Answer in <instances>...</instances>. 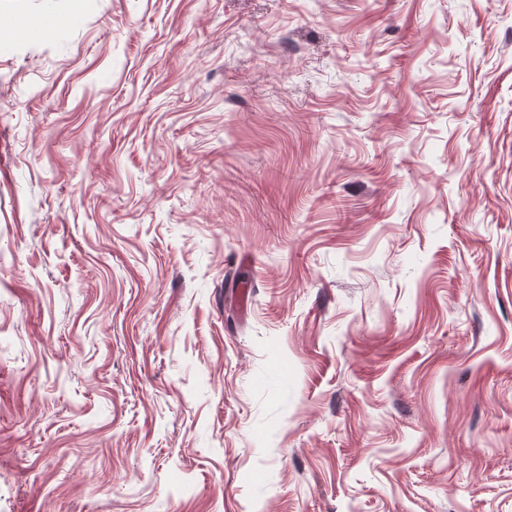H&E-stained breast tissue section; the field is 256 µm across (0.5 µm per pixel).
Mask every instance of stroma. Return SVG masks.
Listing matches in <instances>:
<instances>
[{
  "label": "stroma",
  "instance_id": "stroma-1",
  "mask_svg": "<svg viewBox=\"0 0 512 512\" xmlns=\"http://www.w3.org/2000/svg\"><path fill=\"white\" fill-rule=\"evenodd\" d=\"M0 512H512V0H0Z\"/></svg>",
  "mask_w": 512,
  "mask_h": 512
}]
</instances>
